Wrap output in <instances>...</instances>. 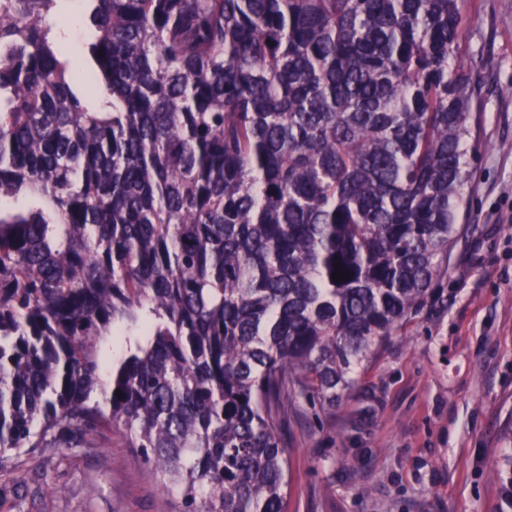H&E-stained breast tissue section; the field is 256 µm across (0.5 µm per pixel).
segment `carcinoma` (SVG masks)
Wrapping results in <instances>:
<instances>
[{"label": "carcinoma", "instance_id": "carcinoma-1", "mask_svg": "<svg viewBox=\"0 0 512 512\" xmlns=\"http://www.w3.org/2000/svg\"><path fill=\"white\" fill-rule=\"evenodd\" d=\"M88 2L76 61L0 0V470L121 432L181 512H284L288 406L448 274L463 0Z\"/></svg>", "mask_w": 512, "mask_h": 512}]
</instances>
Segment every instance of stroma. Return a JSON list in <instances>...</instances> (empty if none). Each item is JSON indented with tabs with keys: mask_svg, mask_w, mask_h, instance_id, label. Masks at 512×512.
<instances>
[{
	"mask_svg": "<svg viewBox=\"0 0 512 512\" xmlns=\"http://www.w3.org/2000/svg\"><path fill=\"white\" fill-rule=\"evenodd\" d=\"M460 58L479 129L468 144L467 229L444 297L358 368L336 410L289 409L286 512H500L512 454V0H465ZM138 449L57 448L0 471V512H179Z\"/></svg>",
	"mask_w": 512,
	"mask_h": 512,
	"instance_id": "1",
	"label": "stroma"
}]
</instances>
